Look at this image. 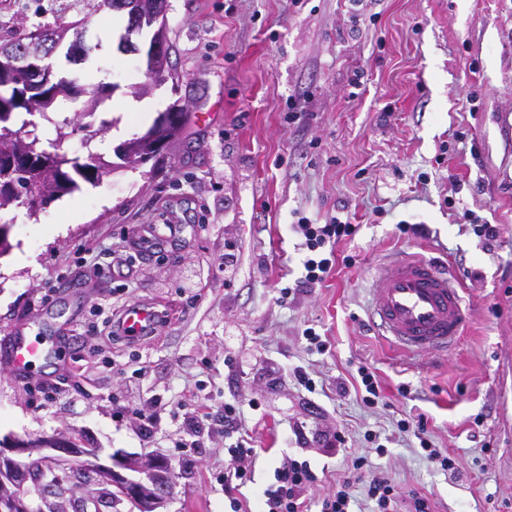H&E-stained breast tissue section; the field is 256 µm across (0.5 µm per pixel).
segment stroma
<instances>
[{"instance_id": "35a3bbf8", "label": "stroma", "mask_w": 512, "mask_h": 512, "mask_svg": "<svg viewBox=\"0 0 512 512\" xmlns=\"http://www.w3.org/2000/svg\"><path fill=\"white\" fill-rule=\"evenodd\" d=\"M56 2L65 21L85 19L97 79L118 85L97 112L111 132L78 130L61 152L110 160L173 103L189 110L156 167L117 169L33 217L0 210L11 243L0 342L36 317L57 351L25 378L0 370V440L63 432L104 460L151 455L171 473L162 512H225L229 439L214 432L186 456L173 417L196 400L229 403L259 449L245 512H258L283 459L309 460L318 498L360 456L389 471L399 512L412 492L432 512H512V0H168L178 81L137 98L143 120L122 114L146 81L143 56L118 48L126 17ZM175 216L191 227L140 254L134 285L80 284L78 245L126 249L140 225ZM336 216L355 232L336 244L335 266L282 298L303 274L294 224ZM476 222L499 225L498 240L478 237ZM406 255L462 288L468 323L448 351L410 358L371 314V275ZM138 300L167 321L132 344L112 320ZM308 327L324 351L308 350ZM362 366L379 381L373 406L361 400ZM43 384L59 392L49 409L34 396ZM156 399L166 410L151 436L116 415ZM404 417L422 437L398 431ZM423 438L456 458L458 474L423 457Z\"/></svg>"}]
</instances>
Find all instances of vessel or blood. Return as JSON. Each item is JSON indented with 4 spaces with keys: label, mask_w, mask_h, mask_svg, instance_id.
Instances as JSON below:
<instances>
[{
    "label": "vessel or blood",
    "mask_w": 512,
    "mask_h": 512,
    "mask_svg": "<svg viewBox=\"0 0 512 512\" xmlns=\"http://www.w3.org/2000/svg\"><path fill=\"white\" fill-rule=\"evenodd\" d=\"M371 304L381 327L395 345L410 354L453 348L468 320L457 281L420 257H405L381 266L370 280ZM124 336L135 339L156 325L150 305L136 301L119 318ZM46 356L41 339L19 328L0 344V364L17 375L32 371Z\"/></svg>",
    "instance_id": "obj_1"
}]
</instances>
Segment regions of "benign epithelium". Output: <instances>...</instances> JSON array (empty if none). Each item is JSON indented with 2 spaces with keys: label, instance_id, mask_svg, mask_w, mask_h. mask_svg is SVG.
<instances>
[{
  "label": "benign epithelium",
  "instance_id": "obj_1",
  "mask_svg": "<svg viewBox=\"0 0 512 512\" xmlns=\"http://www.w3.org/2000/svg\"><path fill=\"white\" fill-rule=\"evenodd\" d=\"M153 25V20L145 15L137 14L132 19L129 37L125 48L136 54L145 51L155 54L161 48L158 39L144 48L142 44L133 41L145 27ZM11 451L18 454L34 451L43 457L51 458L62 467L70 466L84 456L97 457L94 448H80L70 438L55 436L36 444L15 443ZM101 482L115 487L118 491L136 499L141 512H156L160 507L163 495L161 488L167 479V474L157 469V461L148 456H125L111 458V464H94ZM32 480L28 464L17 461L4 454L0 448V512H29L25 497L20 489Z\"/></svg>",
  "mask_w": 512,
  "mask_h": 512
}]
</instances>
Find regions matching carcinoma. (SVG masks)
Wrapping results in <instances>:
<instances>
[{"label":"carcinoma","instance_id":"cac0c4a2","mask_svg":"<svg viewBox=\"0 0 512 512\" xmlns=\"http://www.w3.org/2000/svg\"><path fill=\"white\" fill-rule=\"evenodd\" d=\"M132 4L137 11L155 19L154 27L167 34L168 0H102L101 6L120 12ZM31 28L15 32L8 40L0 39V208L18 202L35 216L62 195L80 190L81 184L96 185L112 171L156 161L180 133L185 107L174 103L160 113L144 134L118 144L112 163L89 153L85 159L69 157L59 151V143L74 130L92 129V135H105L111 123L94 126V114L111 97L114 85L94 82L84 67L91 47L82 41L83 22L65 23L59 17L50 22L44 11ZM72 37L65 57L74 65L69 74L55 76L52 56L58 45ZM169 39L156 55L145 57V77L151 83L176 80L170 67ZM34 56V67L43 71L42 83L34 85L27 74L12 67L19 56ZM38 115L53 127L55 137L42 140L38 125L31 117ZM33 480L43 487L57 482V476L44 460L28 464Z\"/></svg>","mask_w":512,"mask_h":512}]
</instances>
